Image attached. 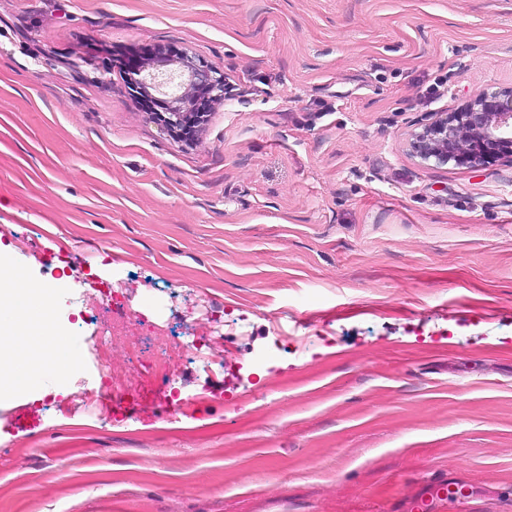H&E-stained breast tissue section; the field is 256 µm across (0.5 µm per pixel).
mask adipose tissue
<instances>
[{
	"label": "adipose tissue",
	"instance_id": "obj_1",
	"mask_svg": "<svg viewBox=\"0 0 512 512\" xmlns=\"http://www.w3.org/2000/svg\"><path fill=\"white\" fill-rule=\"evenodd\" d=\"M53 301V288L25 271L0 275V395L28 389L45 368L65 370L69 356Z\"/></svg>",
	"mask_w": 512,
	"mask_h": 512
}]
</instances>
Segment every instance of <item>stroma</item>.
I'll return each instance as SVG.
<instances>
[{
    "label": "stroma",
    "mask_w": 512,
    "mask_h": 512,
    "mask_svg": "<svg viewBox=\"0 0 512 512\" xmlns=\"http://www.w3.org/2000/svg\"><path fill=\"white\" fill-rule=\"evenodd\" d=\"M147 45L235 85L192 144L101 70ZM511 83L512 0H0V247L84 364L0 397V512H402L443 477L512 512V165L406 151ZM190 329L223 367L161 380ZM98 374L100 377V386L97 388H83V392H81V397L86 402V404H97L103 400H108L109 396L112 394V385L108 380V369L107 366H101L98 370Z\"/></svg>",
    "instance_id": "stroma-1"
}]
</instances>
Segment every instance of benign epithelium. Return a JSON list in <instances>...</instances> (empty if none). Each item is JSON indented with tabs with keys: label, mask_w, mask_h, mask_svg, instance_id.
<instances>
[{
	"label": "benign epithelium",
	"mask_w": 512,
	"mask_h": 512,
	"mask_svg": "<svg viewBox=\"0 0 512 512\" xmlns=\"http://www.w3.org/2000/svg\"><path fill=\"white\" fill-rule=\"evenodd\" d=\"M128 86L162 105L155 112L162 130L178 133L191 116L192 87L201 85L217 102L224 101V74L183 54L159 71L143 66L127 76ZM412 155L429 166L453 161L474 169L505 160L512 163V86L480 92L457 112H437L418 123L409 143Z\"/></svg>",
	"instance_id": "7a95c632"
}]
</instances>
